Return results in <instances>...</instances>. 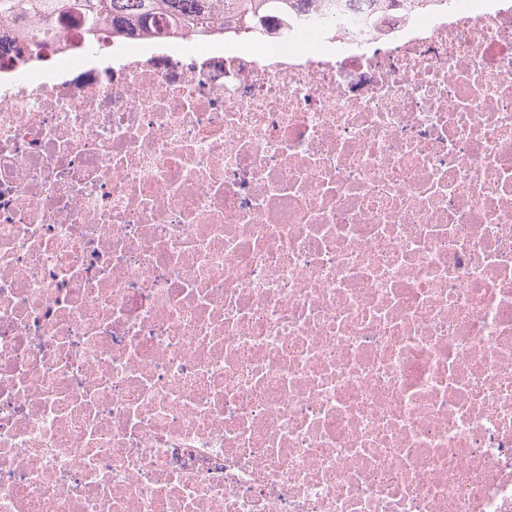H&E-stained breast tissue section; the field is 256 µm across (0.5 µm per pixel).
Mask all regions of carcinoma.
<instances>
[{
  "instance_id": "obj_1",
  "label": "carcinoma",
  "mask_w": 512,
  "mask_h": 512,
  "mask_svg": "<svg viewBox=\"0 0 512 512\" xmlns=\"http://www.w3.org/2000/svg\"><path fill=\"white\" fill-rule=\"evenodd\" d=\"M300 0H0V18L28 15L46 24L60 15H78L90 30L112 21L115 33L153 27L167 17L184 25L206 23L222 13L237 23L257 25L269 13L287 14Z\"/></svg>"
}]
</instances>
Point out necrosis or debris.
I'll return each mask as SVG.
<instances>
[{"instance_id": "obj_1", "label": "necrosis or debris", "mask_w": 512, "mask_h": 512, "mask_svg": "<svg viewBox=\"0 0 512 512\" xmlns=\"http://www.w3.org/2000/svg\"><path fill=\"white\" fill-rule=\"evenodd\" d=\"M0 512H512V0L1 20Z\"/></svg>"}]
</instances>
